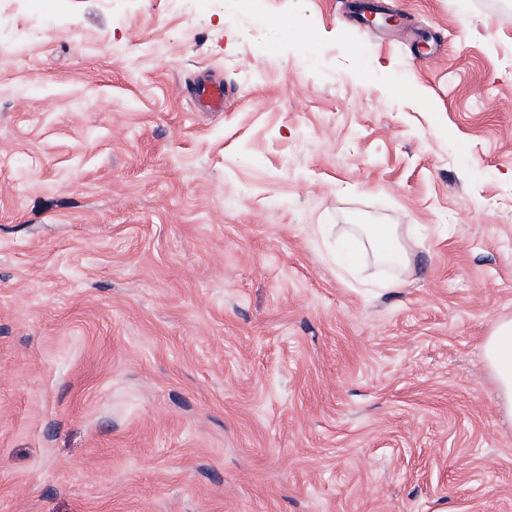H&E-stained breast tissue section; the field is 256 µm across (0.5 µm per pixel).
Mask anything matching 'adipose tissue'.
Segmentation results:
<instances>
[{
  "label": "adipose tissue",
  "mask_w": 512,
  "mask_h": 512,
  "mask_svg": "<svg viewBox=\"0 0 512 512\" xmlns=\"http://www.w3.org/2000/svg\"><path fill=\"white\" fill-rule=\"evenodd\" d=\"M352 232L360 245L380 265L407 267L412 261L413 232L398 224H356ZM487 366L498 389V398L512 418V318L500 320L483 343Z\"/></svg>",
  "instance_id": "obj_1"
}]
</instances>
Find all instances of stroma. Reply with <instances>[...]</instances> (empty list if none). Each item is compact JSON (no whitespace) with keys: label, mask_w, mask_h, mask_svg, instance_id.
Here are the masks:
<instances>
[{"label":"stroma","mask_w":512,"mask_h":512,"mask_svg":"<svg viewBox=\"0 0 512 512\" xmlns=\"http://www.w3.org/2000/svg\"><path fill=\"white\" fill-rule=\"evenodd\" d=\"M374 2L0 0V512H512V0ZM400 224H354L352 233L379 265L409 267L412 261L413 229ZM487 366L498 389V398L512 419V318L500 320L483 343Z\"/></svg>","instance_id":"stroma-1"}]
</instances>
